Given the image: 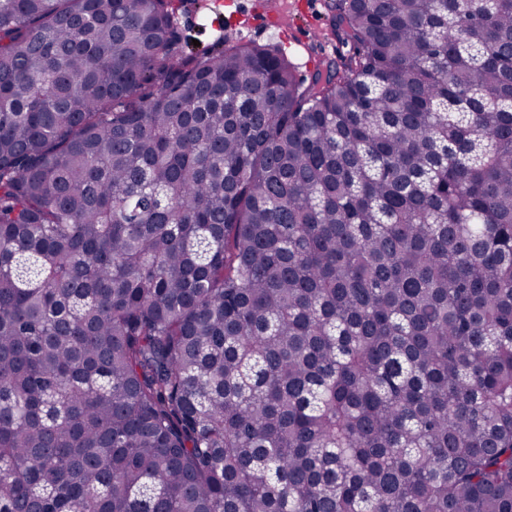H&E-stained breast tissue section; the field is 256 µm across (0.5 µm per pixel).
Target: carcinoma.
Returning <instances> with one entry per match:
<instances>
[{
  "instance_id": "cac0c4a2",
  "label": "carcinoma",
  "mask_w": 512,
  "mask_h": 512,
  "mask_svg": "<svg viewBox=\"0 0 512 512\" xmlns=\"http://www.w3.org/2000/svg\"><path fill=\"white\" fill-rule=\"evenodd\" d=\"M0 0V512H512V0ZM178 6L181 30L191 38V48L202 51L217 41L229 39L238 43L272 44L282 48L297 67L298 76L308 79L327 62L337 61L353 51L351 43L334 32L332 0H189ZM214 1H223V26L211 25ZM281 1L276 11L281 24L275 23L267 11V2ZM230 2L231 5H225ZM307 7L308 13L304 10ZM310 26L324 31L321 40L302 41L299 34ZM192 39L200 46H194ZM298 43L300 45H297ZM308 62V65H307Z\"/></svg>"
}]
</instances>
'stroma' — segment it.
<instances>
[{"instance_id": "35a3bbf8", "label": "stroma", "mask_w": 512, "mask_h": 512, "mask_svg": "<svg viewBox=\"0 0 512 512\" xmlns=\"http://www.w3.org/2000/svg\"><path fill=\"white\" fill-rule=\"evenodd\" d=\"M214 0H186L178 9L181 30L201 48L229 39L238 43L281 47L299 76L310 77L319 67L352 52L351 43L333 27L331 0H281L277 16H270L267 0H229L223 6V25L211 24Z\"/></svg>"}]
</instances>
